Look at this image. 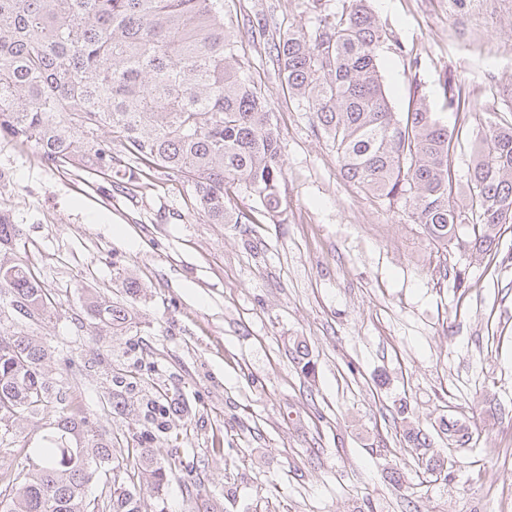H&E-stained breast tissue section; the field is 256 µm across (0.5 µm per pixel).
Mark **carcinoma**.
Listing matches in <instances>:
<instances>
[{
    "instance_id": "1",
    "label": "carcinoma",
    "mask_w": 512,
    "mask_h": 512,
    "mask_svg": "<svg viewBox=\"0 0 512 512\" xmlns=\"http://www.w3.org/2000/svg\"><path fill=\"white\" fill-rule=\"evenodd\" d=\"M385 38L366 0H348L311 36L286 30L275 50L288 97L313 112L343 177L380 200L405 199L434 244L498 249L501 226L512 224V125L488 121L478 131L467 203L458 204L454 132L422 100L392 111L376 58ZM248 70L222 0H0V138L34 146L56 168L134 186L141 169L113 155L118 142L137 163L191 183L194 210L210 224L252 223L231 205L240 187L269 209L281 204L279 133ZM443 94L452 109L461 86L450 79ZM19 237L0 213V247ZM3 290L20 325L57 304L22 259L0 264ZM87 313L113 326L127 320L110 301L91 302ZM45 358L20 331L0 336V419L52 409L62 433L80 432L89 416L55 395ZM112 448H41L40 463L24 474L1 470L0 484L15 490L10 501L20 509L0 491V512H137L127 486L158 488L176 464L154 465L156 448H129L119 460ZM102 478H119L120 487L88 498L89 484Z\"/></svg>"
}]
</instances>
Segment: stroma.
<instances>
[{
    "label": "stroma",
    "mask_w": 512,
    "mask_h": 512,
    "mask_svg": "<svg viewBox=\"0 0 512 512\" xmlns=\"http://www.w3.org/2000/svg\"><path fill=\"white\" fill-rule=\"evenodd\" d=\"M344 3L224 0L285 160L278 211L233 194L253 223H208L180 178L118 188L0 139V211L23 241L0 262L27 257L58 301L20 328L0 295V332L46 347V374L88 408L91 430L69 446L175 450L177 478L136 489L139 512H512L499 508L512 500V224L495 253L444 249L405 201L344 179L270 50ZM367 4L388 33L376 54L393 111L425 99L458 135L465 183L481 126L512 124V0ZM450 78L465 91L456 110ZM97 299L124 304L126 323L89 317ZM57 434L50 414L12 423L16 447ZM436 453L450 461L440 478L419 464Z\"/></svg>",
    "instance_id": "obj_1"
}]
</instances>
